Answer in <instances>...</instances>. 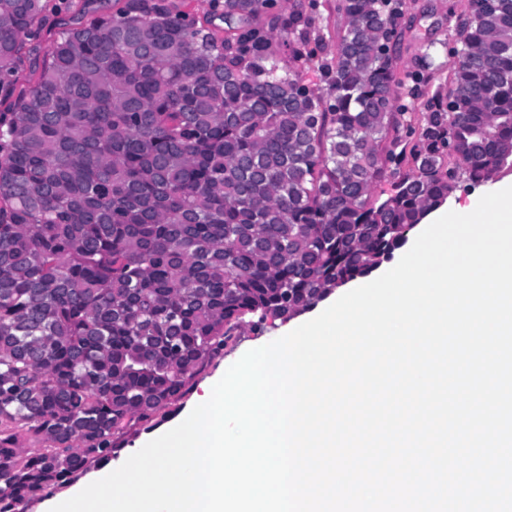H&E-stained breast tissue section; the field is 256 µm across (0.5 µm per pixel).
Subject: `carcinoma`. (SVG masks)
I'll return each mask as SVG.
<instances>
[{"label": "carcinoma", "mask_w": 512, "mask_h": 512, "mask_svg": "<svg viewBox=\"0 0 512 512\" xmlns=\"http://www.w3.org/2000/svg\"><path fill=\"white\" fill-rule=\"evenodd\" d=\"M402 5L335 0L333 36L320 0H114L19 89L48 0H0V512L512 169V0H467L435 86L397 70Z\"/></svg>", "instance_id": "obj_1"}]
</instances>
